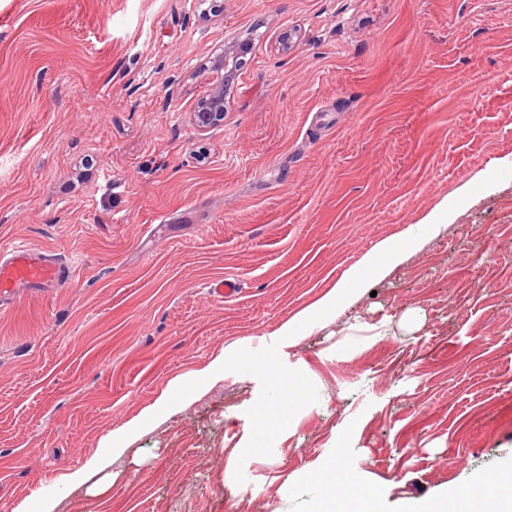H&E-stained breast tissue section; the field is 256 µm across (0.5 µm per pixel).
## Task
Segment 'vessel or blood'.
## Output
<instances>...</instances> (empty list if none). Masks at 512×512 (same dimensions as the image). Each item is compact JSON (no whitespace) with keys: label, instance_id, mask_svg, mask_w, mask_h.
<instances>
[{"label":"vessel or blood","instance_id":"1","mask_svg":"<svg viewBox=\"0 0 512 512\" xmlns=\"http://www.w3.org/2000/svg\"><path fill=\"white\" fill-rule=\"evenodd\" d=\"M70 265L25 244L0 249V308L32 288H52L68 279Z\"/></svg>","mask_w":512,"mask_h":512}]
</instances>
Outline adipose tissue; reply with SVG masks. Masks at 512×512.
Masks as SVG:
<instances>
[{
	"label": "adipose tissue",
	"instance_id": "ef3b65f1",
	"mask_svg": "<svg viewBox=\"0 0 512 512\" xmlns=\"http://www.w3.org/2000/svg\"><path fill=\"white\" fill-rule=\"evenodd\" d=\"M353 464L345 462L308 481L286 480L280 488L282 496L308 494L309 512H379L371 492L359 481L348 480Z\"/></svg>",
	"mask_w": 512,
	"mask_h": 512
}]
</instances>
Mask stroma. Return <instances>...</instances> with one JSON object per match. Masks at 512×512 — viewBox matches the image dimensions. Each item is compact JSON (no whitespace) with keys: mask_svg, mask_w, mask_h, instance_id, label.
<instances>
[{"mask_svg":"<svg viewBox=\"0 0 512 512\" xmlns=\"http://www.w3.org/2000/svg\"><path fill=\"white\" fill-rule=\"evenodd\" d=\"M244 40L223 121L198 131L211 60ZM505 158L512 0H221L206 20L195 0H0V246L74 267L0 311V512H307L281 485L340 450L386 512L512 488V178L283 350L322 397L244 484L224 466L250 374L123 454L104 442ZM92 457L102 494L66 480ZM463 495L464 492L453 491L448 496L447 490L437 497L410 500L403 505V510L399 512H456L454 507Z\"/></svg>","mask_w":512,"mask_h":512,"instance_id":"stroma-1","label":"stroma"}]
</instances>
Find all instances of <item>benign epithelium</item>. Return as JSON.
I'll return each mask as SVG.
<instances>
[{
  "label": "benign epithelium",
  "mask_w": 512,
  "mask_h": 512,
  "mask_svg": "<svg viewBox=\"0 0 512 512\" xmlns=\"http://www.w3.org/2000/svg\"><path fill=\"white\" fill-rule=\"evenodd\" d=\"M251 47L247 43L234 42L224 50V54L214 58L209 67L212 77L211 91L202 97L195 109V123L203 132L224 120V84L232 81L246 64L245 57Z\"/></svg>",
  "instance_id": "obj_1"
}]
</instances>
